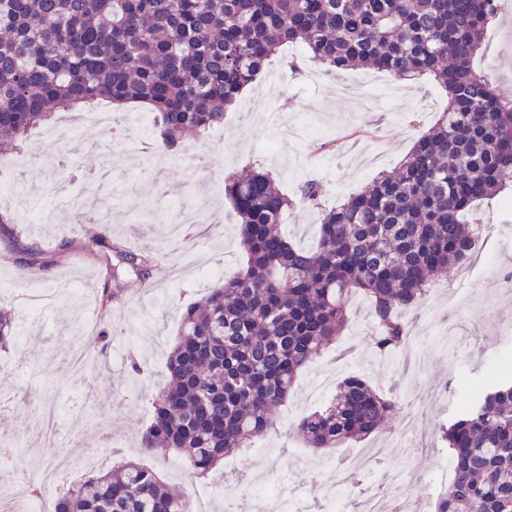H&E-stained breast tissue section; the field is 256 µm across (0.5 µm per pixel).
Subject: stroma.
Returning <instances> with one entry per match:
<instances>
[{"instance_id":"stroma-1","label":"stroma","mask_w":512,"mask_h":512,"mask_svg":"<svg viewBox=\"0 0 512 512\" xmlns=\"http://www.w3.org/2000/svg\"><path fill=\"white\" fill-rule=\"evenodd\" d=\"M477 67L492 73L500 92L512 96V0H499L498 19L485 37L484 56ZM351 75L391 95V104L366 110L358 101L330 92L335 72H321L319 85L313 86L305 73L293 74L272 62L227 109L223 126L199 140L187 135V145L201 144L208 163L207 172L192 182L180 154L151 150L144 162L133 165L121 150H113L112 180L123 192L107 224L93 222L81 211L56 210L40 189L65 181L71 194L87 199L101 196L105 184L73 176L72 171L88 138L109 135L142 140L131 111L117 112L109 133L82 124L81 113L59 112L31 134L29 148L37 157L24 176L30 207L52 212L53 221L34 224L25 212L12 210L8 223L0 224V304L12 305L14 296L33 290L53 293L58 276L65 272L78 275L91 288L102 289L104 261L92 245L94 237L105 236L131 253L161 248L175 229L166 220V212L190 207L202 192L210 197L204 219L221 218L223 232L198 235L184 252L164 255L152 268L147 287L112 282L120 298L112 314L103 313L98 297L81 293L48 309L16 312L20 341L0 348V391L13 392L15 404L0 409V432L13 440L12 464L18 477L29 478L33 470L56 462L55 449L37 441L42 408L49 405L59 415L64 436L77 440L75 455H82V441L112 435L127 459L156 468L168 484H180V473L188 467L186 460L171 452L145 455L136 445L151 422L152 397L166 380L167 355L182 312L208 287L204 279L172 281L171 266L221 263L233 271L244 261L233 208L224 194L225 176L246 169L263 172L289 194L299 183L316 179L322 188L318 205L292 206L282 221L289 239L307 248L318 235L322 209L336 205L379 174L395 170L442 113L444 92L431 77L403 81L362 65ZM261 98L276 110L297 114L301 124L318 128V135L298 137L287 129L263 125L259 113L246 109L248 103ZM468 220L494 229L490 238L476 244L483 264L454 282L444 274L436 277L424 299L405 313L415 337L407 348L420 354L422 368L390 361L372 348L368 301L362 294L352 295L344 331L295 379L293 393L300 396V404L279 411L274 431L257 434L250 447L227 455L204 481V488L213 494V512L224 508L225 479L249 468H261L273 481L288 477L300 493H307L321 457L306 447L295 426L332 400L328 394L306 397L309 382L328 376L339 382L356 374L394 392L397 409L378 430L379 436L393 438L405 413L434 390H441L443 396L435 409L414 419L416 428L436 441L467 401L473 385L490 371L512 369V285L503 281L504 274L512 272V190L476 205ZM33 242L39 244L47 262L34 278L21 261L24 245ZM88 323L97 331L92 344L99 363L76 378L69 369V356ZM134 355L142 361L138 374L131 369ZM442 462L438 452L411 458L392 454L376 466L374 477L380 481L404 471L399 503L409 508L417 477L426 479L431 495L443 489L438 478Z\"/></svg>"}]
</instances>
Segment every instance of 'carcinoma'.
Returning <instances> with one entry per match:
<instances>
[{"instance_id": "obj_1", "label": "carcinoma", "mask_w": 512, "mask_h": 512, "mask_svg": "<svg viewBox=\"0 0 512 512\" xmlns=\"http://www.w3.org/2000/svg\"><path fill=\"white\" fill-rule=\"evenodd\" d=\"M496 15L495 0H0V154L60 111L106 100L141 102L155 132L177 152L206 134L293 43L304 60L344 70L371 64L400 79L429 73L447 95L431 130L402 165L325 212L316 247L280 229L288 199L263 173L224 182L245 263L183 311L169 382L155 394L141 437L148 452L173 451L197 476L274 426L294 379L336 340L356 292L371 302L374 349L408 335L398 309L429 279L474 251L464 214L512 186V99L473 68ZM105 280L145 282L158 254H131L105 237ZM117 262H112V258ZM0 309V345L17 339ZM395 402L358 375L333 404L297 430L326 454L376 432ZM453 479L436 512H512V376L486 381L443 432ZM54 512H190L186 492L126 462L62 489Z\"/></svg>"}]
</instances>
